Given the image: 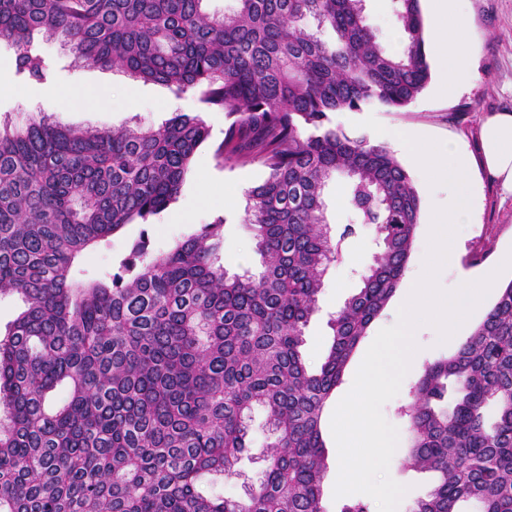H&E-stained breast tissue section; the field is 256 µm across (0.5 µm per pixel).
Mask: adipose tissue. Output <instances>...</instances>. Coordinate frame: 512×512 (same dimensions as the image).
<instances>
[{
	"label": "adipose tissue",
	"mask_w": 512,
	"mask_h": 512,
	"mask_svg": "<svg viewBox=\"0 0 512 512\" xmlns=\"http://www.w3.org/2000/svg\"><path fill=\"white\" fill-rule=\"evenodd\" d=\"M428 8L430 42L440 62V88L450 94L473 66L468 52L472 34L469 0H428ZM479 141L482 169L504 193L512 195V111L487 115L480 125Z\"/></svg>",
	"instance_id": "obj_1"
}]
</instances>
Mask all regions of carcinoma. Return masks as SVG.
Segmentation results:
<instances>
[{
	"instance_id": "cac0c4a2",
	"label": "carcinoma",
	"mask_w": 512,
	"mask_h": 512,
	"mask_svg": "<svg viewBox=\"0 0 512 512\" xmlns=\"http://www.w3.org/2000/svg\"><path fill=\"white\" fill-rule=\"evenodd\" d=\"M0 0V43L15 72L46 84L34 34L84 66L200 92L229 123L217 157L260 163L248 224L261 271L217 263L223 221L144 262L79 280L75 260L177 197L210 138L198 115L157 128L62 126L42 113L0 128V296L26 308L0 339V512H326L328 401L371 322L395 293L420 224V197L393 153L332 125L336 112L399 111L430 67L420 0H395L404 36L388 52L365 0ZM335 33L322 39L324 28ZM348 178L355 220L329 233L323 192ZM380 251L330 320L317 370L304 329L322 277L356 226ZM68 400L50 405L60 383ZM407 464L437 475L412 512H512V282L454 355L410 389ZM275 436L260 481L240 498L197 489L204 473L240 475L249 413Z\"/></svg>"
}]
</instances>
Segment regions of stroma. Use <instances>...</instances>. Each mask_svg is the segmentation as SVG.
I'll return each mask as SVG.
<instances>
[{
  "label": "stroma",
  "mask_w": 512,
  "mask_h": 512,
  "mask_svg": "<svg viewBox=\"0 0 512 512\" xmlns=\"http://www.w3.org/2000/svg\"><path fill=\"white\" fill-rule=\"evenodd\" d=\"M368 25L381 43L393 53L400 52L403 40L393 15L392 0H366ZM474 38L469 52L474 59L472 71L462 78L459 91L453 96L437 90L438 75H431L425 91L408 107L397 112L375 111V118L387 130L421 129L435 140H455L471 159H478V130L482 118L492 112L512 111V0H470ZM44 51L55 63L54 85L66 88L82 86L89 99L64 101L45 108L44 85L18 78L14 69V51L0 45V124L11 128L24 127L37 112L47 110L62 124L74 127L110 129L136 120L143 126H157L175 114L200 115L211 131L207 142L195 152L180 192L168 209L148 224L132 222L113 234L108 241L90 249L73 273L85 279L111 271L130 250L140 235L149 239V253L156 256L173 249L176 244L198 231L203 225L223 221L224 248L219 262L228 273L259 272L261 262L254 250L249 230L242 222L246 192L261 184L267 173L259 164L240 165L216 157L215 149L224 137L228 118L224 110L204 107L196 92L175 94L158 83H144L119 71L90 69L74 63L72 57L52 39L42 40ZM215 183L219 194L204 197L203 185ZM472 205L477 215L473 224L459 226L452 247L462 267H475L473 254L486 250V258L501 263L512 252V197L482 170H474L471 187ZM348 255L344 262L331 263L323 277L319 294V312L305 329L304 357L310 367H319L331 345L333 336L328 320L344 305L359 285V278L378 247L372 232L366 231L347 241ZM406 292L398 286L381 314L371 323L359 343L344 375L337 397L351 389L355 374L378 332L397 321L396 307ZM418 351L411 368L402 381L398 394L387 401L382 413L399 433L398 447L389 465L390 476L406 485L408 491L398 512H411L414 502L424 497L434 484L432 474L419 472L406 465L409 448L408 420L400 413L409 400V390L422 376L427 363L451 356L458 340L439 342L432 326H421L415 335ZM252 437L240 463L241 476L226 479L205 477L202 489L213 496L242 495L244 477L259 478L265 467L268 446L272 441L262 410L252 414Z\"/></svg>",
  "instance_id": "stroma-1"
}]
</instances>
